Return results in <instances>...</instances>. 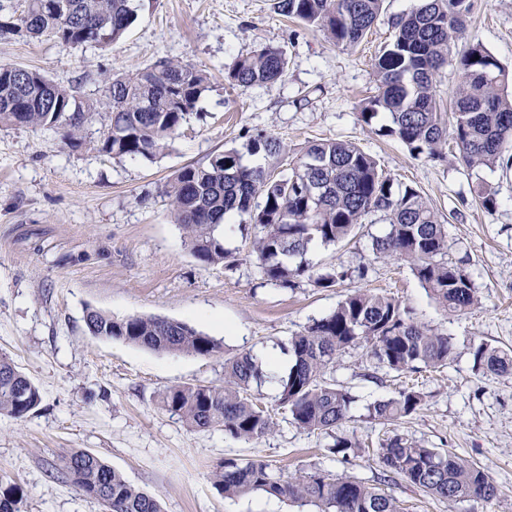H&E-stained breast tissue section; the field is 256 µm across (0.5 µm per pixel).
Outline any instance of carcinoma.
<instances>
[{
    "mask_svg": "<svg viewBox=\"0 0 512 512\" xmlns=\"http://www.w3.org/2000/svg\"><path fill=\"white\" fill-rule=\"evenodd\" d=\"M385 0H274L278 14L322 30L340 49L351 50L371 30ZM471 0H418L396 18L392 42L375 62L377 93L364 102L361 119L389 117L382 133L404 143L412 155L452 157L469 169L512 165L503 157L512 142V98L504 92L505 70L469 31ZM132 0H25L20 16L0 3V36H47L62 47L102 48L121 39L134 21ZM459 42L468 48L458 57ZM456 66L463 75L452 100L447 126L437 99L441 70ZM288 70V54L266 46L241 55L224 75L243 89L276 82ZM112 101L109 124L97 150L114 157L154 159L174 138L209 88L206 72L192 65L159 59L131 75L106 79ZM96 106L75 87L61 86L36 70L0 67V125L57 131L71 149L81 146V131ZM281 163L284 142L267 133L249 138L244 150L229 149L205 164H189L169 185L171 215L192 255L204 264L231 266L236 255L224 245L221 226L240 217L250 237L262 279L292 287L308 277L316 288H335L351 272L331 266L315 271L303 256L320 241L347 239L366 216L380 212L387 231L373 238L374 258L410 264L429 297L446 313L461 315L478 303L477 289L465 268L448 261V233L437 213L411 185L394 186L377 160L350 142L310 144L292 166L270 178L272 170L244 164V155ZM88 331L121 339L157 353L214 357L222 344L186 323L154 316L114 319L94 309L85 315ZM364 346L370 357L391 371L417 373L441 369L452 359L448 335L414 316L388 295L355 291L335 310L314 319L282 346L288 370L278 377V405L299 428L331 432L348 418L354 397L329 374L347 350ZM475 363L487 375H512V351L478 344ZM262 361L250 351L224 358V385H176L162 396V407L191 427L222 429L238 440L258 441L275 430L271 411L252 394L266 382ZM41 402L39 388L10 359L0 356V414L26 418ZM423 393L406 387L375 401L370 416L397 422L417 413ZM377 457L387 480H405L434 498L455 504L488 501L497 488L484 468L394 435L379 444ZM61 474L104 512H162L159 500L128 483L97 455L79 450L62 460ZM213 484L226 497L263 491L318 512H400L395 498L351 477L323 470L288 475L263 460L226 459L213 472ZM16 489L0 490V512H19Z\"/></svg>",
    "mask_w": 512,
    "mask_h": 512,
    "instance_id": "carcinoma-1",
    "label": "carcinoma"
}]
</instances>
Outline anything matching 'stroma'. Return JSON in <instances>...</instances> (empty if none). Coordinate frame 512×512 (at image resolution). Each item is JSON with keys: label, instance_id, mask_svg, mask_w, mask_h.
I'll use <instances>...</instances> for the list:
<instances>
[{"label": "stroma", "instance_id": "obj_1", "mask_svg": "<svg viewBox=\"0 0 512 512\" xmlns=\"http://www.w3.org/2000/svg\"><path fill=\"white\" fill-rule=\"evenodd\" d=\"M415 3L386 0L352 51L279 15L273 0H137V19L125 36L96 49L66 48L48 37L0 39V65L79 85L98 104L78 150L52 130L0 126V355L41 393L26 419L0 415V488L17 489L21 512H102L96 500L49 475L74 449L92 451L156 496L162 512H316L263 492L224 497L212 473L228 458L352 476L391 494L403 512H512V376L484 374L473 357L482 342L512 348V167L472 171L449 158L414 157L381 134L385 115L369 123L359 115L360 100L376 86L374 57L389 43L394 19ZM468 25L504 67L512 94V0H473ZM267 45L288 52L282 80L246 90L225 82L238 56ZM165 57L208 74L196 112L155 159L99 153L108 122L106 76ZM261 131L279 137L292 159L317 141L354 142L395 183L417 188L447 226L448 258L470 273L477 305L446 314L409 265L372 261V240L386 228L377 213L349 241L309 249L310 265L352 270L336 288L319 289L304 278L292 288L262 284L251 241L234 222L224 227V245L237 264L197 261L171 217L166 188L183 166L242 148ZM481 182L497 192L494 211L475 201ZM362 264L368 272L359 278ZM357 290L412 307L451 337L454 354L442 371L423 373L422 409L389 425L372 419L368 408L395 396L399 377L373 364L366 348L344 353L331 377L354 402L333 435L299 429L281 409L275 432L256 442L192 429L162 408L160 395L174 385H223L224 356L159 354L91 335L84 322L90 308L117 319L163 317L221 340L224 355L251 350L265 357ZM227 322L235 335H225ZM396 434L477 463L497 497L451 507L404 481L380 483L376 450ZM338 435L359 440V454H330Z\"/></svg>", "mask_w": 512, "mask_h": 512}]
</instances>
